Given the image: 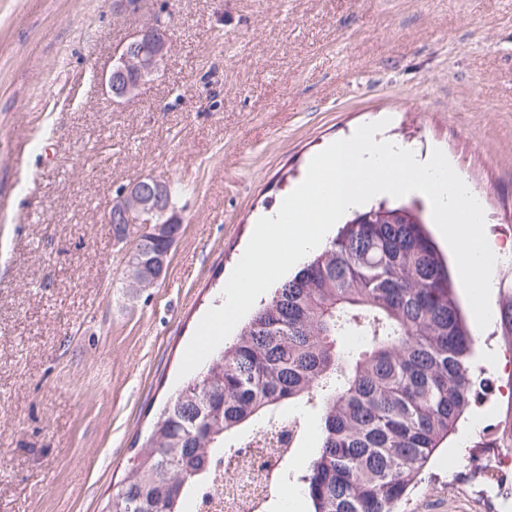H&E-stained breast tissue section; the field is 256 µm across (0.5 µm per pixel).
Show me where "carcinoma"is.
Instances as JSON below:
<instances>
[{
    "instance_id": "carcinoma-1",
    "label": "carcinoma",
    "mask_w": 512,
    "mask_h": 512,
    "mask_svg": "<svg viewBox=\"0 0 512 512\" xmlns=\"http://www.w3.org/2000/svg\"><path fill=\"white\" fill-rule=\"evenodd\" d=\"M133 248L148 263L167 244ZM473 342L420 217L357 211L167 401L111 512H185L216 453L286 406L319 418L298 476L309 512H397L474 398Z\"/></svg>"
}]
</instances>
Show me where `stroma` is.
Instances as JSON below:
<instances>
[{"mask_svg":"<svg viewBox=\"0 0 512 512\" xmlns=\"http://www.w3.org/2000/svg\"><path fill=\"white\" fill-rule=\"evenodd\" d=\"M161 71L112 103L100 78L154 14ZM441 149L479 198L512 291V0H0V512H103L180 387L184 351L255 219L361 125ZM177 183L183 224L152 287L127 293L118 187ZM477 394L398 512H512L492 446L512 440V336L476 330ZM503 364L489 367L488 356ZM267 512H307L295 480ZM292 498H285V491Z\"/></svg>","mask_w":512,"mask_h":512,"instance_id":"35a3bbf8","label":"stroma"}]
</instances>
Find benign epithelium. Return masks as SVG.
I'll return each instance as SVG.
<instances>
[{
  "label": "benign epithelium",
  "mask_w": 512,
  "mask_h": 512,
  "mask_svg": "<svg viewBox=\"0 0 512 512\" xmlns=\"http://www.w3.org/2000/svg\"><path fill=\"white\" fill-rule=\"evenodd\" d=\"M170 45L169 30L160 21L147 23L134 32L114 53L112 70L101 77L102 85L117 99H132L141 85L161 71ZM171 184L162 178H147L116 190L108 222L113 235L124 241L135 235L153 240H171L170 225L180 223L171 212ZM170 251L157 254L146 264L128 253L124 285L134 291L154 285L164 274Z\"/></svg>",
  "instance_id": "obj_1"
}]
</instances>
